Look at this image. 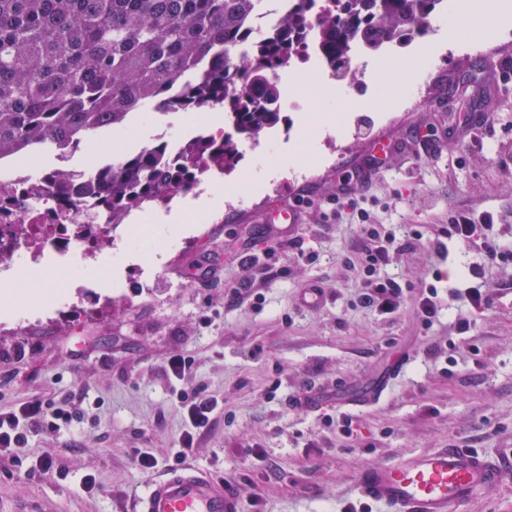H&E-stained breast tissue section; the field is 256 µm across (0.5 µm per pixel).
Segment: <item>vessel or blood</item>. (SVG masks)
Wrapping results in <instances>:
<instances>
[{"label": "vessel or blood", "instance_id": "obj_1", "mask_svg": "<svg viewBox=\"0 0 512 512\" xmlns=\"http://www.w3.org/2000/svg\"><path fill=\"white\" fill-rule=\"evenodd\" d=\"M390 375L344 399L356 408L378 401ZM504 471L496 458L456 443L409 455L388 466L365 467L357 478L360 495L387 512H461L477 495L494 489ZM140 512H241L238 495L223 481L186 467L151 480L139 499Z\"/></svg>", "mask_w": 512, "mask_h": 512}]
</instances>
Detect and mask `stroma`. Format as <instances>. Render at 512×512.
<instances>
[{"mask_svg": "<svg viewBox=\"0 0 512 512\" xmlns=\"http://www.w3.org/2000/svg\"><path fill=\"white\" fill-rule=\"evenodd\" d=\"M482 32L469 13L456 33L432 26L437 53L426 87L391 89L382 104L374 76L359 71L337 120L348 143L328 132L304 157L297 130L314 123L307 107L286 113L283 131L259 146L243 143L238 170L264 180L226 194L211 223H189L193 191L178 198L186 223L144 211L151 251L121 241L97 264V277L123 284L111 301L78 292L64 273L39 279L92 312L33 314L20 336L0 328V410L68 395L88 413L31 439L32 453L54 455L59 475L26 479L0 459V512H135L150 476L133 452L166 459L182 429L175 392L183 386L218 401L190 463L231 483L243 512H342L360 499L364 467L451 442L505 467L502 484L463 512H512V265L489 272V304L475 310L458 292L477 285L470 269L482 264L480 252L453 241L441 254L430 246L456 211L491 212L496 232L512 240V73L494 79L486 67L490 57L512 64V41L489 56L448 51L454 37L476 41ZM380 154L383 168L355 194L373 223L400 238L412 228L423 234L387 268L409 287L392 314L357 304L360 279L343 261L366 240L357 220L337 219L334 201L342 178ZM284 156L294 166L267 177ZM291 205L301 222L290 227L274 213ZM436 269L439 314L425 330L415 296ZM313 285L326 299L309 307L303 293ZM461 317L470 322L464 334ZM176 354L194 360L181 382L165 370ZM397 362L386 395L350 409L357 441L326 424L342 413L336 396ZM89 473L100 483L91 493L82 486Z\"/></svg>", "mask_w": 512, "mask_h": 512, "instance_id": "stroma-1", "label": "stroma"}]
</instances>
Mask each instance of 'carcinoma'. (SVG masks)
Wrapping results in <instances>:
<instances>
[{"label": "carcinoma", "instance_id": "1", "mask_svg": "<svg viewBox=\"0 0 512 512\" xmlns=\"http://www.w3.org/2000/svg\"><path fill=\"white\" fill-rule=\"evenodd\" d=\"M312 2L294 0L259 50L233 57L257 0H0V159L126 127L148 107L165 115L177 89L181 105L224 114L233 133L178 153L146 146L92 193L114 210H139L188 192L206 165L233 170L240 143L282 122L263 103L280 97L279 71L308 55ZM334 2L314 22V47L353 85L352 48L375 54L389 39L426 35L439 0Z\"/></svg>", "mask_w": 512, "mask_h": 512}]
</instances>
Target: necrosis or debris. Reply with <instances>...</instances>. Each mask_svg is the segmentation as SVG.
<instances>
[{
	"instance_id": "4bbe7bcc",
	"label": "necrosis or debris",
	"mask_w": 512,
	"mask_h": 512,
	"mask_svg": "<svg viewBox=\"0 0 512 512\" xmlns=\"http://www.w3.org/2000/svg\"><path fill=\"white\" fill-rule=\"evenodd\" d=\"M86 148L78 138L56 149L54 166L39 175L27 155L0 164V285L25 268L47 274L95 262L117 234L139 232L125 211L105 213L90 201L74 208L53 193L61 177L76 187L89 182L73 164Z\"/></svg>"
}]
</instances>
